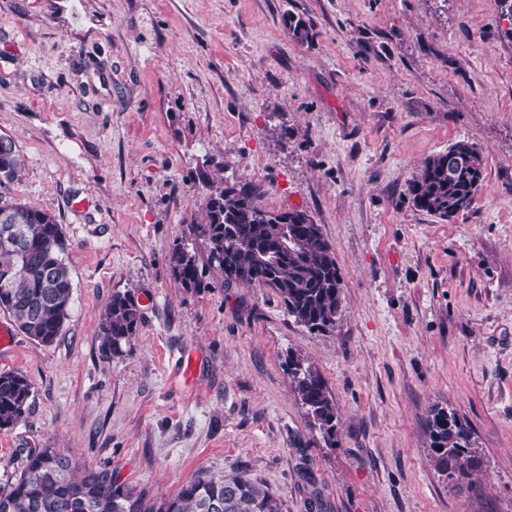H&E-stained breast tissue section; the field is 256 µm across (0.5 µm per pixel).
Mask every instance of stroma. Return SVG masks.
<instances>
[{
	"instance_id": "35a3bbf8",
	"label": "stroma",
	"mask_w": 512,
	"mask_h": 512,
	"mask_svg": "<svg viewBox=\"0 0 512 512\" xmlns=\"http://www.w3.org/2000/svg\"><path fill=\"white\" fill-rule=\"evenodd\" d=\"M1 135L23 166L0 198L62 225L74 288L53 343L14 327L0 347V373L31 385L0 429V489L29 450L54 448L150 502L204 473L262 482L285 512H512V26L498 0H0ZM461 140L485 158L472 204L448 220L416 209L411 181ZM203 169L320 225L343 280L333 332L210 268L206 288L176 281ZM125 290L142 320L115 355L100 319ZM291 352L336 400L335 447L294 396ZM435 405L471 426L482 491L435 470Z\"/></svg>"
}]
</instances>
